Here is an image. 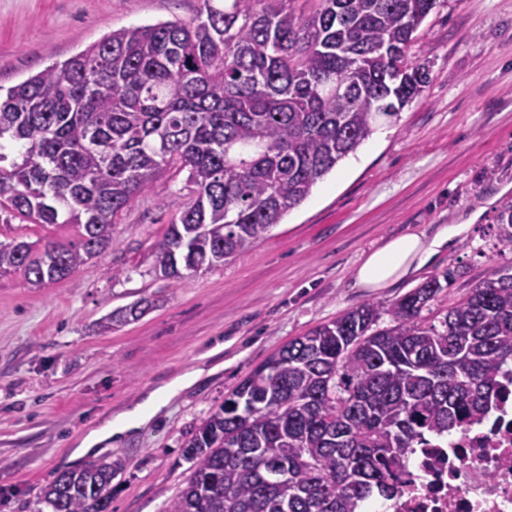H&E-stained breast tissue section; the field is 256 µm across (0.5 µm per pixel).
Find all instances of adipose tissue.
I'll return each mask as SVG.
<instances>
[{"instance_id": "ef3b65f1", "label": "adipose tissue", "mask_w": 512, "mask_h": 512, "mask_svg": "<svg viewBox=\"0 0 512 512\" xmlns=\"http://www.w3.org/2000/svg\"><path fill=\"white\" fill-rule=\"evenodd\" d=\"M447 241L448 232L444 229L431 238L417 233L393 237L382 247L362 255L353 285L367 291L389 287L418 270ZM202 374V369L195 368L148 391L133 407L90 430L74 449L73 458L90 455L104 442L123 438L146 426L180 390L192 386Z\"/></svg>"}]
</instances>
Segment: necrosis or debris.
<instances>
[{
	"label": "necrosis or debris",
	"mask_w": 512,
	"mask_h": 512,
	"mask_svg": "<svg viewBox=\"0 0 512 512\" xmlns=\"http://www.w3.org/2000/svg\"><path fill=\"white\" fill-rule=\"evenodd\" d=\"M405 468L400 492L361 512H512V396L481 427L412 449Z\"/></svg>",
	"instance_id": "4bbe7bcc"
}]
</instances>
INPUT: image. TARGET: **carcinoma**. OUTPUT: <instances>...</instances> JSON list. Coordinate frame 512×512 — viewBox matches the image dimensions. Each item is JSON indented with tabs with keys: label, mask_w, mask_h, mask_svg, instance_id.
<instances>
[{
	"label": "carcinoma",
	"mask_w": 512,
	"mask_h": 512,
	"mask_svg": "<svg viewBox=\"0 0 512 512\" xmlns=\"http://www.w3.org/2000/svg\"><path fill=\"white\" fill-rule=\"evenodd\" d=\"M201 2L191 22L115 30L0 94V223L79 238L0 241V275L31 288L67 278L171 169L187 172L190 198L153 247V273L174 286L222 266L426 87L410 48L437 0ZM497 241L512 252V204ZM450 276L347 310L252 370L185 441L191 474L167 512H357L398 491L408 449L480 425L512 393V259L423 315ZM151 307L117 309L105 328ZM115 474L89 460L42 500L108 512Z\"/></svg>",
	"instance_id": "cac0c4a2"
}]
</instances>
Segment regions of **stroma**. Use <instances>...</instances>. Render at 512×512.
<instances>
[{
  "label": "stroma",
  "mask_w": 512,
  "mask_h": 512,
  "mask_svg": "<svg viewBox=\"0 0 512 512\" xmlns=\"http://www.w3.org/2000/svg\"><path fill=\"white\" fill-rule=\"evenodd\" d=\"M200 0H0V86L19 84L121 28L188 22ZM411 54L429 82L252 249L177 285L149 275L152 248L188 199L168 171L112 226V244L65 280L0 277V512H41L42 488L104 420L183 372L203 377L148 426L99 447L117 464L109 512H164L190 475L183 443L288 341L363 303L385 304L450 270L439 307L482 281L496 215L512 202V0H440ZM460 226L412 279L353 287L363 252ZM149 298L137 322L113 310Z\"/></svg>",
  "instance_id": "obj_1"
}]
</instances>
